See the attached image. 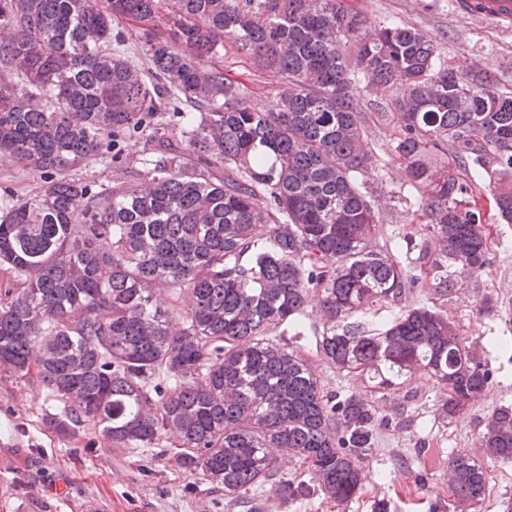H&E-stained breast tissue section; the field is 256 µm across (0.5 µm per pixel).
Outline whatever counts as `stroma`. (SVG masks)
<instances>
[{
	"label": "stroma",
	"mask_w": 512,
	"mask_h": 512,
	"mask_svg": "<svg viewBox=\"0 0 512 512\" xmlns=\"http://www.w3.org/2000/svg\"><path fill=\"white\" fill-rule=\"evenodd\" d=\"M349 5L370 23L403 21L423 30L442 56L453 58L460 49H468L467 66L512 87V34L458 18L450 0H349ZM214 65L243 85L246 106L270 105L275 80L253 58L228 45ZM399 94L395 88L386 95L362 98L367 141L375 153L369 186L402 196L401 203L381 207L379 213L380 240L390 245L405 234L417 233L412 212L426 194L425 188L411 186L395 162L390 149L393 130L380 117L388 98ZM143 159L142 143L134 139L125 143L117 161L91 157L75 163L68 173L96 189L133 181L144 167ZM486 229L491 243L485 272L466 278L442 307L468 340L483 349L482 358L491 372L484 396L465 415L449 422L438 415V391L432 382L416 376L407 388L380 403L387 415L404 409L405 420L379 426L373 452L364 464L360 497L339 505L313 492L281 503L280 512H374L379 502L386 503L388 512H433L434 506L447 502L449 455L474 451L484 416L512 404V349L493 344L494 337L505 333V320L512 313V224L490 218ZM301 321L302 338L280 332L278 343L316 360L327 390L364 394L360 380L319 362L315 338L321 335L324 320L316 302H309ZM50 406L42 385L0 372V512H86L93 502L102 512H263L269 485L250 490L241 501H228L206 477L177 464L174 438H161L156 447L144 450L114 447L87 429L62 436L45 423ZM423 439L436 448V457L419 455ZM486 469L485 502L464 507L463 512H512V463L490 461Z\"/></svg>",
	"instance_id": "obj_1"
}]
</instances>
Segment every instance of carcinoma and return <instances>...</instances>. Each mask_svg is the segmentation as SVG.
<instances>
[{"label": "carcinoma", "instance_id": "carcinoma-1", "mask_svg": "<svg viewBox=\"0 0 512 512\" xmlns=\"http://www.w3.org/2000/svg\"><path fill=\"white\" fill-rule=\"evenodd\" d=\"M161 9L167 33L146 40L142 73L114 27ZM228 42L276 78L269 107L242 106L241 85L206 69ZM395 87L392 154L429 192L412 220L424 238L405 239L420 277L378 243L361 180L374 154L359 101ZM165 94L189 106L172 125L156 121ZM131 132L150 154L140 182L92 196L65 174ZM2 158L41 183L0 210V370L62 404L46 414L60 434L87 426L152 448L171 433L178 462L232 499L268 482L288 502L305 495L280 473L296 459L349 502L377 427L404 411L326 390L309 359L271 340L283 325L302 335L312 294L320 359L372 395L424 374L452 420L489 386L436 303L485 271L483 211L512 224V90L418 28L371 34L344 0H0ZM418 286L427 302L402 304ZM385 304L399 312L370 327ZM480 445L512 462V404L484 417ZM448 474L455 502L485 501L479 458L457 453Z\"/></svg>", "mask_w": 512, "mask_h": 512}]
</instances>
